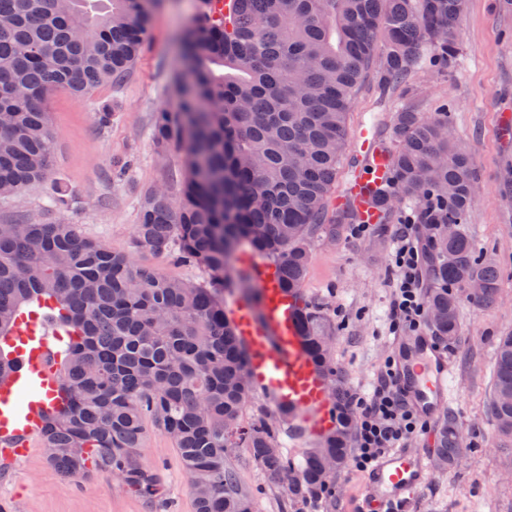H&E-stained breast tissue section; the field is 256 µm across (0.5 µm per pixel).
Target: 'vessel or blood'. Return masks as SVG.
Masks as SVG:
<instances>
[{
  "mask_svg": "<svg viewBox=\"0 0 512 512\" xmlns=\"http://www.w3.org/2000/svg\"><path fill=\"white\" fill-rule=\"evenodd\" d=\"M357 164L337 202L350 206L360 223L378 221L376 192L388 180L392 164L388 148L372 128L356 134ZM261 293L260 307L235 303L229 314L237 340L248 350L252 386L273 406L287 408L300 435L315 439L335 421L334 395L327 373L304 352L297 331L298 302L279 284L275 265L255 255L241 257ZM21 364L0 380V464L26 456L42 438L46 419L60 405L55 353L50 332L33 316H20L17 329L6 339ZM452 365L422 345L406 358L400 382L407 396L429 416H436L450 389ZM430 473L427 450L404 446L390 449L362 481V512H397L419 493Z\"/></svg>",
  "mask_w": 512,
  "mask_h": 512,
  "instance_id": "obj_1",
  "label": "vessel or blood"
}]
</instances>
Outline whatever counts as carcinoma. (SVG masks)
<instances>
[{"mask_svg": "<svg viewBox=\"0 0 512 512\" xmlns=\"http://www.w3.org/2000/svg\"><path fill=\"white\" fill-rule=\"evenodd\" d=\"M154 2L0 0V198L49 179L55 142L47 97L123 81ZM224 2L196 0L180 38L177 104L155 118L157 151L178 144L187 155L179 197L144 193L131 254L74 224H0V336L12 333L22 311L53 303L51 321L63 333V406L48 418L42 447L58 473L110 471L140 496L159 497V478L138 453L150 420L171 436L196 512H255L227 450L248 449L270 478L287 483L290 500H320L329 491L325 459L335 457L341 469L350 453L351 398L336 388L339 425L298 463L283 454L267 415L242 421L248 354L224 293L248 290L250 277L231 259L246 245L279 266L284 288L302 293L310 240L334 239L348 223L329 197L361 83L371 73L382 91L403 93L423 62L454 67L464 0H235L227 13ZM451 131L446 107L430 118L396 113L392 177L379 191L381 231L401 202L415 203L413 221L431 229L428 303L435 335L446 341L457 335L469 283L481 282L470 299L484 307L500 286L497 264L478 255L462 227L478 176ZM139 253L209 278L167 277L138 263ZM297 322L308 354L336 377L322 347L332 334L326 315L304 300ZM491 410L499 434L512 438V334L496 345ZM458 435L448 420L438 438L442 463L456 460Z\"/></svg>", "mask_w": 512, "mask_h": 512, "instance_id": "obj_1", "label": "carcinoma"}]
</instances>
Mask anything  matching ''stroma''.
<instances>
[{"mask_svg": "<svg viewBox=\"0 0 512 512\" xmlns=\"http://www.w3.org/2000/svg\"><path fill=\"white\" fill-rule=\"evenodd\" d=\"M194 11V0H156L144 48L124 81L82 96L66 89L52 92L46 102L55 140L51 176L66 185L70 205L62 211L51 208L50 183L35 185L0 199V224L28 216L68 222L111 251L130 252L141 196L162 187L175 197L181 189L183 148L159 153L152 132L157 112L175 104L179 38ZM459 42L453 69L440 72L423 65L412 74L406 93L382 98L376 79L367 78L347 130L372 124L386 140L402 108L431 116L441 104L451 106L455 136L479 176L465 229L477 251L501 270L496 302L484 308L463 300L459 334L451 342L435 338L428 325L417 331L391 329L390 259L399 224L412 212L407 204L394 214L386 236L372 227L359 233L345 224L336 239L313 238L303 292L333 324L332 364L352 397L369 396L387 362L402 359L422 336L431 337L454 366L453 399L440 416L455 419L465 451L455 464H432L407 512H512V439L499 436L489 403L494 350L499 336L512 332V196H503L500 184L505 164L512 163V138L498 135L502 114L512 115V9L502 8L501 0H465ZM105 102L115 116L103 127L97 112ZM139 456L159 474L162 500L138 496L110 472L88 480L61 476L39 446L8 474H0V497L16 500L17 512H195L189 478L161 429L148 426ZM228 462L251 492L257 512H359L363 475L351 467L331 475L324 499L302 506L286 504L285 487L273 483L247 449H230Z\"/></svg>", "mask_w": 512, "mask_h": 512, "instance_id": "obj_1", "label": "stroma"}]
</instances>
